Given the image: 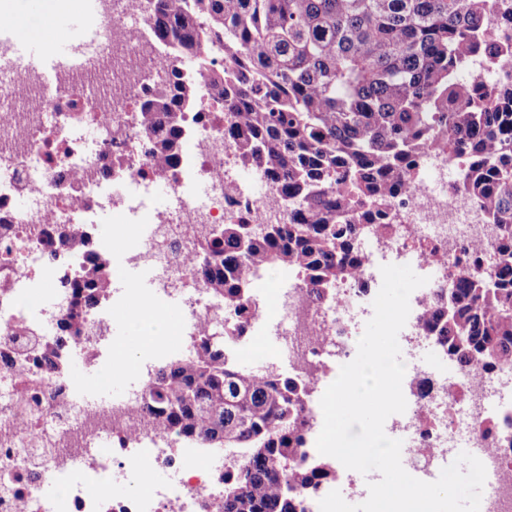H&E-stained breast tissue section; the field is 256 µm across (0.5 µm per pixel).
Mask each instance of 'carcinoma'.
Segmentation results:
<instances>
[{
  "label": "carcinoma",
  "mask_w": 512,
  "mask_h": 512,
  "mask_svg": "<svg viewBox=\"0 0 512 512\" xmlns=\"http://www.w3.org/2000/svg\"><path fill=\"white\" fill-rule=\"evenodd\" d=\"M150 31L167 53L193 57L192 75L174 68L143 95L152 166L177 165L185 114L201 108L196 87L209 84L236 164L264 175L286 217L211 228L198 276L236 323L160 367L146 410L199 448L244 458L224 473L223 512H301V491L337 471L332 460L301 458L308 388L226 358L224 341L245 336L254 279L271 268L318 299L354 278L361 237L390 230L393 200L436 147L461 161L460 189L497 225V262L488 276L461 274L421 328L462 369L512 364V80L460 77L476 55L512 63V11L499 0H153ZM80 243L67 225L53 228L52 250ZM108 262L72 283L56 336L24 356L65 371L63 353L110 288Z\"/></svg>",
  "instance_id": "obj_1"
}]
</instances>
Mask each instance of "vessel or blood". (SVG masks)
<instances>
[{
    "label": "vessel or blood",
    "instance_id": "b4317fda",
    "mask_svg": "<svg viewBox=\"0 0 512 512\" xmlns=\"http://www.w3.org/2000/svg\"><path fill=\"white\" fill-rule=\"evenodd\" d=\"M55 50L45 54L38 41L5 43L0 45V67H38L46 74L80 66L94 49L90 29L82 19L57 22L53 35Z\"/></svg>",
    "mask_w": 512,
    "mask_h": 512
}]
</instances>
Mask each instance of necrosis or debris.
<instances>
[{"label":"necrosis or debris","mask_w":512,"mask_h":512,"mask_svg":"<svg viewBox=\"0 0 512 512\" xmlns=\"http://www.w3.org/2000/svg\"><path fill=\"white\" fill-rule=\"evenodd\" d=\"M97 52L87 66L53 78L32 68L0 71V512H222L226 469L235 459L185 444L158 429L144 408L155 368L132 370L127 394L106 399L79 390L72 373L43 372L31 360L15 359L29 328L53 339L67 315L65 297L88 259L85 251L49 258L48 229L68 224L87 232L94 249L121 253L131 269L150 275L151 291L132 284L110 311L89 315L83 340L70 358L113 366L112 315L156 313L155 297L171 300L177 320L167 328L164 359L193 356L203 335L216 334L229 314L203 288L194 264L212 225L229 216L254 224L283 218L268 187L235 175L233 150L223 122L189 115L180 164L166 183L170 198L151 203L158 182L142 149L145 142L136 101L170 58L148 40L150 0H96ZM120 130L119 144L108 133ZM121 154V179L107 182L100 170ZM457 163L437 151L426 155L415 187L394 201L401 222L394 231L361 243L365 264L358 281L336 288L316 303L308 287L285 275L279 287L258 288L272 312L249 322L253 335L273 337L266 372L290 376L318 391L328 371L357 354V342L373 315L381 266L413 263L427 284L410 296V315L400 332L405 382L430 374L425 397H412L404 413L384 425L402 440L405 467L415 478L436 480L457 449L479 458L487 472L480 512H512V428L485 429L512 416V366L492 374L420 363L425 342L417 317L453 280L475 239L492 243L494 225L458 188ZM111 213L116 233L103 232L100 217ZM168 472L162 484L133 485L112 492L115 476L144 469Z\"/></svg>","instance_id":"4bbe7bcc"}]
</instances>
